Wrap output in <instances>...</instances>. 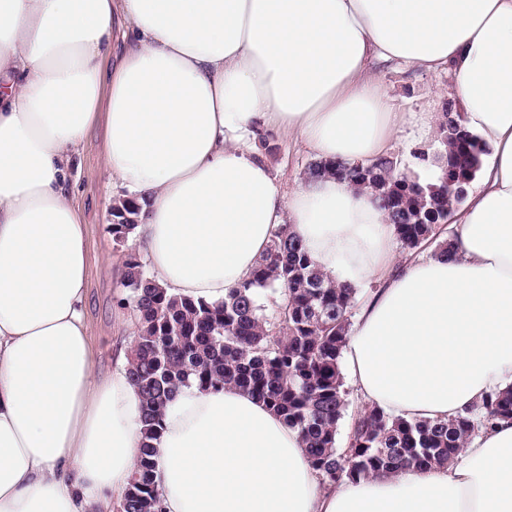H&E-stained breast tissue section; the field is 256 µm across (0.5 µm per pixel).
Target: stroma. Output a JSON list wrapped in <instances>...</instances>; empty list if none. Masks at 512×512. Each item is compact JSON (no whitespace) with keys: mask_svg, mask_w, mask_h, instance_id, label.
Listing matches in <instances>:
<instances>
[{"mask_svg":"<svg viewBox=\"0 0 512 512\" xmlns=\"http://www.w3.org/2000/svg\"><path fill=\"white\" fill-rule=\"evenodd\" d=\"M382 79L400 111L416 112L430 106L442 111L445 91L451 85L447 73L428 74L414 70L389 69ZM261 155L271 166L273 177L283 192H290L304 177L312 157L299 150L287 135L268 133L259 143ZM119 183L113 182L102 163V133L93 130L80 152L75 171L73 201L86 220L88 277L85 316L96 368L105 373L117 360L127 331L122 325L124 312L120 301L126 291L113 272L123 264L127 251H141L137 240H129L127 248L117 247L109 230L112 204L122 195Z\"/></svg>","mask_w":512,"mask_h":512,"instance_id":"obj_1","label":"stroma"}]
</instances>
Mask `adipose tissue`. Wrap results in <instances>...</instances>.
Instances as JSON below:
<instances>
[{
  "label": "adipose tissue",
  "instance_id": "adipose-tissue-1",
  "mask_svg": "<svg viewBox=\"0 0 512 512\" xmlns=\"http://www.w3.org/2000/svg\"><path fill=\"white\" fill-rule=\"evenodd\" d=\"M397 66L451 73L489 149L450 255L399 258L374 192L336 176L283 193L253 143L363 165L428 143L442 116L396 109ZM96 127L169 294L223 302L285 226L369 290L340 357L364 406L444 420L512 386V0H0V512H112L139 457L131 347L100 374L84 317L69 195ZM154 445L162 512H512V420L448 466L333 487L262 402L193 386Z\"/></svg>",
  "mask_w": 512,
  "mask_h": 512
}]
</instances>
